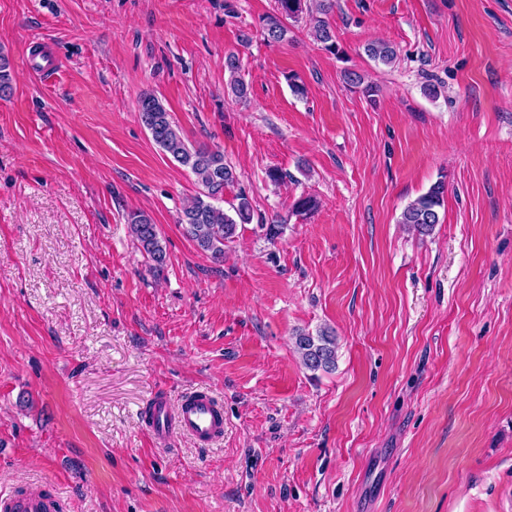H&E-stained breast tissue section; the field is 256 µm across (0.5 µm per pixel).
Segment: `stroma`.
<instances>
[{
  "mask_svg": "<svg viewBox=\"0 0 512 512\" xmlns=\"http://www.w3.org/2000/svg\"><path fill=\"white\" fill-rule=\"evenodd\" d=\"M273 5L0 0V494L53 485L63 512H512V0H337L341 60L302 22L267 43ZM378 40L392 65L367 55ZM146 93L242 174L223 205L245 190L257 220L223 261L178 222L199 186L142 125ZM439 180V224L407 230ZM303 195L317 210L293 214ZM133 211L159 229L161 270ZM325 327L337 365L314 373L292 338ZM197 389L224 404L223 442L156 444L144 409ZM224 69L229 73L230 86L235 95L239 98H246L248 95V86L241 77V65L239 57L230 54L225 58ZM127 223L141 252L154 263L153 268L161 267L165 262L166 252L158 227L151 217L141 211L132 212L127 217Z\"/></svg>",
  "mask_w": 512,
  "mask_h": 512,
  "instance_id": "35a3bbf8",
  "label": "stroma"
}]
</instances>
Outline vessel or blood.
Segmentation results:
<instances>
[{
    "label": "vessel or blood",
    "instance_id": "b4317fda",
    "mask_svg": "<svg viewBox=\"0 0 512 512\" xmlns=\"http://www.w3.org/2000/svg\"><path fill=\"white\" fill-rule=\"evenodd\" d=\"M146 417L154 440L161 444L182 435L197 444L211 445L224 436L223 407L205 390L190 392L175 406L167 397L157 396ZM61 501L53 486L37 493L13 492L0 497V512H59Z\"/></svg>",
    "mask_w": 512,
    "mask_h": 512
}]
</instances>
